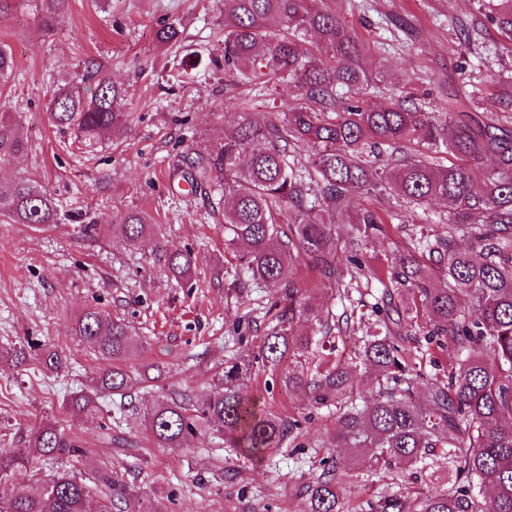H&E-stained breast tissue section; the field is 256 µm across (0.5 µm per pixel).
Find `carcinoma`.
<instances>
[{
    "label": "carcinoma",
    "mask_w": 512,
    "mask_h": 512,
    "mask_svg": "<svg viewBox=\"0 0 512 512\" xmlns=\"http://www.w3.org/2000/svg\"><path fill=\"white\" fill-rule=\"evenodd\" d=\"M474 4L469 29L479 35L492 25L512 43V0ZM224 67L245 80H286L302 105L281 119L243 113L233 136L186 157L180 177L192 191L216 192L225 249L246 244L247 252L235 256L237 268L257 288L283 290L282 300L257 355L225 362L198 405L157 401L144 416L145 430L160 448H182L196 426L205 425L258 460L284 444L297 423L262 407L248 381L255 365L275 372L286 361L283 386L309 391L317 405L334 406L345 446L364 449L376 464L444 461L452 470L451 486L422 499H387L381 512H512V135L465 111L459 99L447 112L427 111L410 93L388 108L371 106L364 91L378 74L362 65L358 38L341 16L318 0H224ZM86 80L94 87L73 84L56 91L48 107L53 125L90 144L106 134L121 136L128 126V90L98 71ZM415 140L429 150L443 148L459 162L442 167L426 153L403 154ZM23 149L16 123L1 116L0 163ZM488 156L495 166L474 179L469 164ZM383 191L415 208L447 201L448 225L423 246L439 284H431L412 256L388 267L392 288L377 299L376 319L359 353L377 372L376 394L367 399L354 392L349 363L313 364L317 349L334 354L336 323L296 287L293 267L306 258L322 284L341 282L336 233L325 215L352 194ZM0 213L17 224L58 220L52 199L29 181L0 185ZM353 223L362 240L382 231L384 220L360 208ZM152 232L154 225L140 212L112 225V235L129 246ZM458 237L469 238L468 249L455 248ZM155 259L178 281L188 279L195 264L191 252H170L162 245ZM351 263L354 278L381 280L371 264L356 256ZM416 304L427 313L428 340L464 354L448 381L420 398L413 391L421 367L406 356L397 332L413 323ZM297 319L308 322L312 333L293 334ZM75 332L110 367L100 373L94 391L72 393L67 409L76 417L97 415L101 396L126 397L130 376L120 362L137 343L121 320L96 309L79 317ZM63 457L79 461L85 452L48 422L32 433L25 452L0 450L3 512H86L95 489L102 494L98 512H123L126 486L107 471L89 484L67 470L27 485L11 480L20 467ZM476 482L493 490L489 502L472 495ZM307 496L308 512H343L334 462L323 463Z\"/></svg>",
    "instance_id": "cac0c4a2"
}]
</instances>
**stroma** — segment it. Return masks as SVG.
I'll return each mask as SVG.
<instances>
[{"mask_svg": "<svg viewBox=\"0 0 512 512\" xmlns=\"http://www.w3.org/2000/svg\"><path fill=\"white\" fill-rule=\"evenodd\" d=\"M0 1V44L13 58L0 79V115L18 122L25 141L24 152L0 168V181L31 180L59 213L57 223L37 228L0 215V448L23 451L33 427L55 423L88 450L78 477L110 471L128 487V512H307L306 489L330 455L351 512H378L384 499L446 487L443 469L415 476L395 467L370 470L363 451L337 446L335 408L316 406L305 391L282 390L264 371L252 375L249 389L275 415L299 422L296 444L269 449L256 463L201 426L185 447L156 446L143 414L163 396L201 397L224 361L251 357L273 327L269 309L280 299L225 273L224 218L206 195L178 189L177 167L190 148L229 135L240 113L279 118L297 100L285 83L242 84L225 75L223 0H70L49 27L43 0ZM327 3L358 36L366 68L383 74L368 89L369 102L387 106L411 91L438 112L470 91L473 111L512 130V55L492 30L465 41L473 0ZM169 23L181 32L172 46L157 37ZM94 64L128 89L130 118L121 139L88 147L52 126L46 105ZM362 203L385 219L382 234L365 246L381 266L415 253L448 218L442 201L416 209L373 194ZM129 211L145 213L156 229L133 247L111 228ZM159 241L193 254L189 283L154 263ZM345 286L364 314L345 332L350 357L375 318L369 304L381 286ZM88 308L122 319L138 342L124 364L132 401L74 419L64 409L69 394L89 388L106 367L75 334ZM28 342L35 349L25 361H3ZM402 345L423 366L421 394L457 362L452 349L415 330L405 331ZM47 350L65 356L66 368L43 366ZM106 430L115 444L103 440Z\"/></svg>", "mask_w": 512, "mask_h": 512, "instance_id": "35a3bbf8", "label": "stroma"}]
</instances>
